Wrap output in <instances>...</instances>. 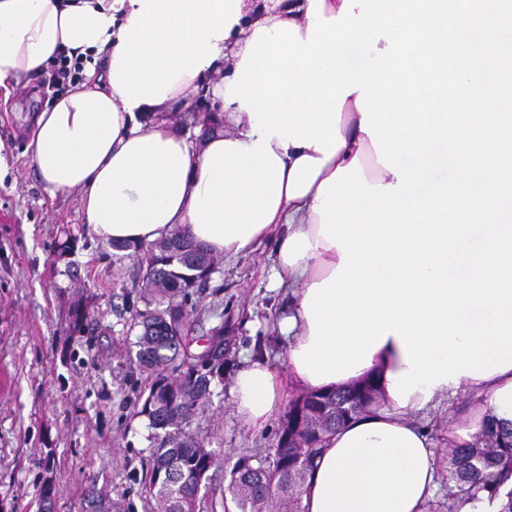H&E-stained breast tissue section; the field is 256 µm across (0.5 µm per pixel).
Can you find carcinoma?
<instances>
[{
    "mask_svg": "<svg viewBox=\"0 0 512 512\" xmlns=\"http://www.w3.org/2000/svg\"><path fill=\"white\" fill-rule=\"evenodd\" d=\"M145 287L137 312L142 331L136 353L150 383L140 413L164 430L145 475L157 512H304L302 495L320 449L336 430L352 419L336 417L346 402V389L307 391L292 398L276 431L277 443L261 456L242 455L229 475L230 498L216 503L207 486L216 454L183 431L196 411L210 400L213 380L224 378V352L211 353L208 337L191 351L188 306L193 289L205 283L203 269L214 256L188 242L177 230L143 249ZM512 473V422L492 416L471 442L448 451L444 501L429 512H459V506L503 496L502 512H512V488L501 492Z\"/></svg>",
    "mask_w": 512,
    "mask_h": 512,
    "instance_id": "1",
    "label": "carcinoma"
}]
</instances>
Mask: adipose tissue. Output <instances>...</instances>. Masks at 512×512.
Wrapping results in <instances>:
<instances>
[{
	"label": "adipose tissue",
	"mask_w": 512,
	"mask_h": 512,
	"mask_svg": "<svg viewBox=\"0 0 512 512\" xmlns=\"http://www.w3.org/2000/svg\"><path fill=\"white\" fill-rule=\"evenodd\" d=\"M310 0H0V86H26L60 57L82 58L80 83L46 101L33 117L26 151L50 196L77 194L85 224L102 240L124 246L154 242L171 231L233 259L266 239L276 242L280 278L292 303L281 325L288 348L310 341L302 303L312 284L336 269L341 253L321 236L317 185L359 160L370 184H393L361 129L355 95H348L339 130L344 143L305 195L281 199L272 221L244 245L203 240L189 212L202 183L208 150L221 141L250 146L247 111L224 94L255 29L279 22L308 35ZM209 100L211 129L199 142L170 120L197 96ZM396 336L372 355L358 379H376L378 407L339 428L322 448L308 479L305 512H425L437 489L435 448L414 420L426 396L486 393L474 430L487 416L512 420V369L485 379L460 376L430 394L412 392L407 406L388 395V378L405 370ZM281 379L264 362L241 367L231 395L252 427L280 406Z\"/></svg>",
	"instance_id": "ef3b65f1"
}]
</instances>
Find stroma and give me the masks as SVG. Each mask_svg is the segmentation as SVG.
<instances>
[{"mask_svg": "<svg viewBox=\"0 0 512 512\" xmlns=\"http://www.w3.org/2000/svg\"><path fill=\"white\" fill-rule=\"evenodd\" d=\"M54 89L29 97L0 87V512H38L52 477V512H91L96 494L128 512H150L145 473L156 431L139 415L147 374L139 365L135 316L144 270L134 249L97 238L77 195L44 191L25 154L30 117ZM275 243L217 259L190 313L195 333L224 330L229 363L213 381L191 433L215 451V493L244 454L273 447L280 415L262 428L244 423L230 390L238 368L264 344V360L285 370L287 339L279 320L291 300L276 278ZM84 314L72 328L74 311ZM477 394L438 398L417 421L440 451L470 428ZM51 464H44L46 449Z\"/></svg>", "mask_w": 512, "mask_h": 512, "instance_id": "1", "label": "stroma"}]
</instances>
